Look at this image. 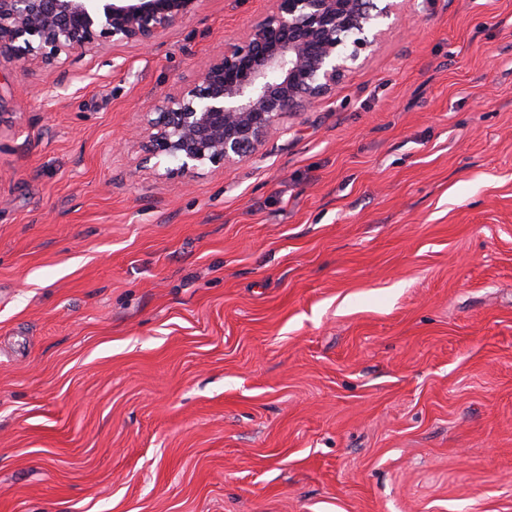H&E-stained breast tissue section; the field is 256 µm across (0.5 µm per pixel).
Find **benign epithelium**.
<instances>
[{"label": "benign epithelium", "mask_w": 512, "mask_h": 512, "mask_svg": "<svg viewBox=\"0 0 512 512\" xmlns=\"http://www.w3.org/2000/svg\"><path fill=\"white\" fill-rule=\"evenodd\" d=\"M396 0H274L245 36L224 45L194 82L165 94L137 133L165 176L242 160L278 130L282 114L332 92L374 46L366 28ZM199 0H0V55L52 65L107 42L149 45Z\"/></svg>", "instance_id": "obj_1"}]
</instances>
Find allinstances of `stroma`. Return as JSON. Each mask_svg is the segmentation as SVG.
<instances>
[{"label":"stroma","instance_id":"1","mask_svg":"<svg viewBox=\"0 0 512 512\" xmlns=\"http://www.w3.org/2000/svg\"><path fill=\"white\" fill-rule=\"evenodd\" d=\"M271 6L0 56V512H512V0H398L156 175L126 132Z\"/></svg>","mask_w":512,"mask_h":512}]
</instances>
